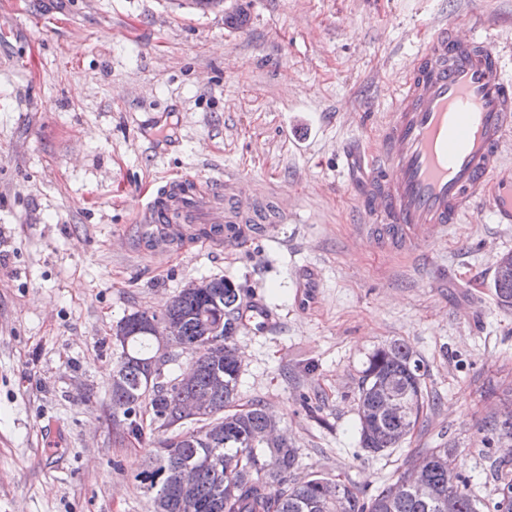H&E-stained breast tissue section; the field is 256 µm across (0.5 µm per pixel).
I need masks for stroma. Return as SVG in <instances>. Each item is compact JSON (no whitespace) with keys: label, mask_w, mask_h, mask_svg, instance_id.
I'll return each instance as SVG.
<instances>
[{"label":"stroma","mask_w":512,"mask_h":512,"mask_svg":"<svg viewBox=\"0 0 512 512\" xmlns=\"http://www.w3.org/2000/svg\"><path fill=\"white\" fill-rule=\"evenodd\" d=\"M472 8L512 59V0H0V512H148L134 476L153 438L115 423L112 330L220 277L274 316L236 335L238 399L278 416L298 477L368 496L449 443L492 504L512 472V443L482 430L512 398V306L492 288L512 224L484 206L388 249L346 164L429 29ZM185 174L274 197V236L248 224L238 245L164 257L139 244L141 189ZM392 341L421 360L433 403L372 455L356 398Z\"/></svg>","instance_id":"35a3bbf8"}]
</instances>
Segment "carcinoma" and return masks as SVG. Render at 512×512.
<instances>
[{"label": "carcinoma", "instance_id": "cac0c4a2", "mask_svg": "<svg viewBox=\"0 0 512 512\" xmlns=\"http://www.w3.org/2000/svg\"><path fill=\"white\" fill-rule=\"evenodd\" d=\"M493 288L505 305L512 304V271L495 265ZM240 289L224 278L209 288L183 289L168 313L183 331L182 341L198 354L195 383L147 390V372L157 361L154 337L143 328L147 312L120 321L126 335L112 368V414L127 419V434H144V414L151 415L160 435L134 479L149 499L151 512H482L485 504L470 489V477L456 471L453 448H432L406 468L395 482L366 500L340 480L313 477L293 483L297 450L288 440H264L275 418L261 405L238 404L241 366L235 338L241 327ZM223 321L224 334L205 335L202 318ZM421 363L399 341L377 348L362 372L357 397L361 447L372 454L399 448L412 436L428 396ZM393 391L402 399L391 414L383 401ZM209 401L211 419L181 430L180 406L196 398ZM483 431L512 440V400L503 414L484 422ZM197 465L195 493L182 499L171 478L181 464ZM494 512H512V476L501 474Z\"/></svg>", "mask_w": 512, "mask_h": 512}]
</instances>
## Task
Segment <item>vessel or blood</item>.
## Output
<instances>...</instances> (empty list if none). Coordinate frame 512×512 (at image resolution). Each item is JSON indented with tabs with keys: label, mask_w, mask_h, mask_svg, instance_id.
Returning a JSON list of instances; mask_svg holds the SVG:
<instances>
[{
	"label": "vessel or blood",
	"mask_w": 512,
	"mask_h": 512,
	"mask_svg": "<svg viewBox=\"0 0 512 512\" xmlns=\"http://www.w3.org/2000/svg\"><path fill=\"white\" fill-rule=\"evenodd\" d=\"M476 17L471 11L434 27L367 155L362 204L393 246L447 231L485 202L496 223L512 224V172L502 163L512 135V75ZM254 218L253 204L229 184L186 175L152 194L139 234L165 256L181 241L180 225H201L205 243L221 246ZM241 321L259 332L270 326L258 303L242 309Z\"/></svg>",
	"instance_id": "obj_1"
}]
</instances>
